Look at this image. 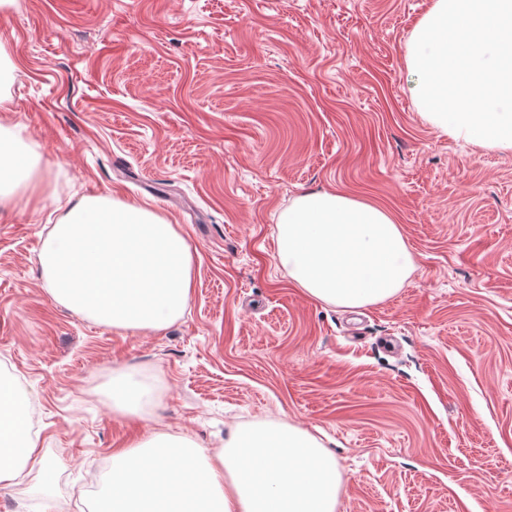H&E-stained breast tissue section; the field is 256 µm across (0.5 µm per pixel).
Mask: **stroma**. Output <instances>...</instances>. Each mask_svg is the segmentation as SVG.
Segmentation results:
<instances>
[{"label":"stroma","mask_w":512,"mask_h":512,"mask_svg":"<svg viewBox=\"0 0 512 512\" xmlns=\"http://www.w3.org/2000/svg\"><path fill=\"white\" fill-rule=\"evenodd\" d=\"M432 0H16L0 123L60 197L120 194L179 224L184 315L100 326L56 303L51 201L0 208V375L37 406L48 484L0 512H91L100 460L164 431L216 449L286 422L342 469L336 512H512V154L440 134L405 53ZM333 190L400 224L416 268L384 303L309 299L275 259L279 214ZM154 386L146 421L112 379ZM112 409L124 417L140 419L156 396L152 387L131 373H121L112 380Z\"/></svg>","instance_id":"1"}]
</instances>
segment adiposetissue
<instances>
[{
    "label": "adipose tissue",
    "mask_w": 512,
    "mask_h": 512,
    "mask_svg": "<svg viewBox=\"0 0 512 512\" xmlns=\"http://www.w3.org/2000/svg\"><path fill=\"white\" fill-rule=\"evenodd\" d=\"M48 185L36 145L0 124V207L42 198ZM61 215L39 261L52 297L97 324L161 330L192 292L193 254L177 225L149 205L115 196L55 202ZM279 265L306 296L359 309L403 288L415 258L385 209L334 191L303 194L281 212ZM156 400L142 378L112 380V407L142 418ZM49 480L30 413L0 384V484ZM342 483L334 454L286 423H259L210 450L187 437L136 438L112 454L96 512H336Z\"/></svg>",
    "instance_id": "ef3b65f1"
}]
</instances>
